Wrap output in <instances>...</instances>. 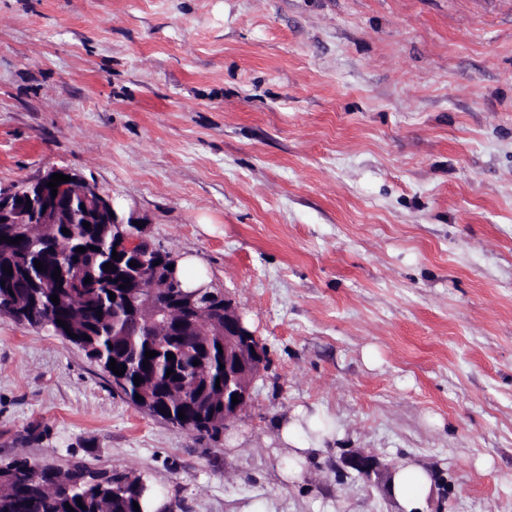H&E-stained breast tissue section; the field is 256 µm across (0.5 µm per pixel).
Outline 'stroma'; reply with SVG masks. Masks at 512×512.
I'll list each match as a JSON object with an SVG mask.
<instances>
[{"label":"stroma","mask_w":512,"mask_h":512,"mask_svg":"<svg viewBox=\"0 0 512 512\" xmlns=\"http://www.w3.org/2000/svg\"><path fill=\"white\" fill-rule=\"evenodd\" d=\"M66 169L197 257L267 350L213 435L0 313V461L156 512H512V0H0V189ZM331 432L286 482L295 411ZM433 483L428 470L419 464L404 462L397 466L389 479V495L403 512H418L424 507V498Z\"/></svg>","instance_id":"35a3bbf8"}]
</instances>
